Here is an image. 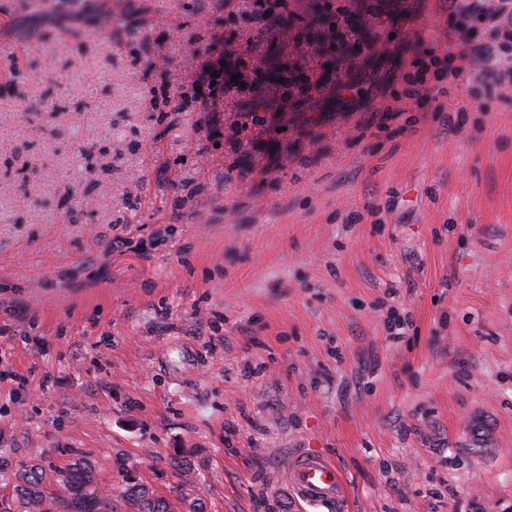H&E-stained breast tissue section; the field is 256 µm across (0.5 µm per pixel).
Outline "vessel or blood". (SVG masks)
Listing matches in <instances>:
<instances>
[{
	"label": "vessel or blood",
	"mask_w": 512,
	"mask_h": 512,
	"mask_svg": "<svg viewBox=\"0 0 512 512\" xmlns=\"http://www.w3.org/2000/svg\"><path fill=\"white\" fill-rule=\"evenodd\" d=\"M289 482L297 499L327 512H340L344 485L340 471L320 456L303 453L293 458Z\"/></svg>",
	"instance_id": "b4317fda"
}]
</instances>
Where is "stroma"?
Masks as SVG:
<instances>
[{
	"label": "stroma",
	"instance_id": "1",
	"mask_svg": "<svg viewBox=\"0 0 512 512\" xmlns=\"http://www.w3.org/2000/svg\"><path fill=\"white\" fill-rule=\"evenodd\" d=\"M308 7L0 0V510L83 457L174 512H325L306 451L344 512H512V86L407 96L464 48L441 0ZM438 63V58L436 55H433L429 61H425L424 59H419L415 62L417 66V70L414 73L413 77L408 79L410 85H412L409 90V95L411 96H421L422 88L427 91L429 89V80L427 79V75L431 72L432 67H434L433 76L437 81L442 80L447 70L441 71L436 69V65ZM289 482L297 499L328 510H341L344 485L340 471L320 456L303 453L291 461Z\"/></svg>",
	"mask_w": 512,
	"mask_h": 512
}]
</instances>
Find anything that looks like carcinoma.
I'll return each instance as SVG.
<instances>
[{"instance_id": "obj_1", "label": "carcinoma", "mask_w": 512, "mask_h": 512, "mask_svg": "<svg viewBox=\"0 0 512 512\" xmlns=\"http://www.w3.org/2000/svg\"><path fill=\"white\" fill-rule=\"evenodd\" d=\"M14 510L3 512H173L136 471H126V486L117 495L94 480L91 463L79 460L65 469L34 464L14 473Z\"/></svg>"}]
</instances>
